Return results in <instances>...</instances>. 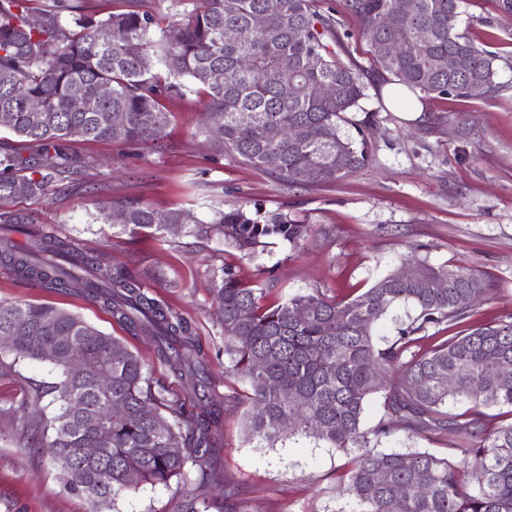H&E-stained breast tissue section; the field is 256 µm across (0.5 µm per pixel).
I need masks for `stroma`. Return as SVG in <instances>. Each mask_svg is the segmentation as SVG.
<instances>
[{"label":"stroma","instance_id":"1","mask_svg":"<svg viewBox=\"0 0 512 512\" xmlns=\"http://www.w3.org/2000/svg\"><path fill=\"white\" fill-rule=\"evenodd\" d=\"M85 12L104 18L136 9L151 14L154 38L172 21L175 0H76ZM334 18L339 59L360 71L365 95L354 120L374 115L369 133L370 163L331 185L285 186L231 153L218 151L203 135L205 96L190 92L166 100L171 121L159 142L73 140L68 151L84 160L81 173L41 197L21 198L7 207L30 214L59 239L93 255L106 266L148 274L154 294L191 326L208 355L204 371L224 397L219 446L203 464L188 467L183 479L145 486L123 495L119 512H176L186 497L199 496L207 512H225L224 487L244 492L250 512H356L343 494L341 477L352 452L294 435L273 446L247 442L243 384L224 354V339L213 312V273L231 269L244 283L262 289L267 304L317 288L327 296L360 294L400 267L411 247L434 265L446 264L493 281L476 305L472 322L512 316V67L501 66L503 89L495 98L429 97L410 117L385 96L361 20L346 0H316ZM459 31L478 45L512 56V15L494 0H461ZM140 203L159 212L186 210L210 221L219 210L276 213L301 219L310 231L297 246L266 239L255 253L203 237L183 226L176 232L134 234L100 220L99 208ZM52 306L76 313L124 342L143 362L150 379L170 397L183 389L156 357L146 333H130L111 312L77 290L28 283L0 259V301ZM51 380L44 363L22 366L20 375L0 377V512H92L90 501L69 487V477L42 457L36 438L20 444L14 411L24 378ZM385 451L421 450L452 461L460 449L443 434L416 435L398 429L381 439Z\"/></svg>","mask_w":512,"mask_h":512}]
</instances>
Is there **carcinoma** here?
Here are the masks:
<instances>
[{"mask_svg":"<svg viewBox=\"0 0 512 512\" xmlns=\"http://www.w3.org/2000/svg\"><path fill=\"white\" fill-rule=\"evenodd\" d=\"M32 0H0V129L21 138L0 149V202L45 195L77 174L82 162L67 150L74 137L138 142L158 140L169 123L163 101L198 87L216 123L206 133L221 150L284 184H330L370 161L367 117L349 113L364 96L360 73L330 50L339 43L335 21L314 0H190L176 14L178 39L155 41L154 18L136 10L97 19L73 0H52L31 24ZM460 0H348L365 28L378 69L411 92L426 96L485 95L501 90L502 58L457 30ZM236 37L224 39V30ZM110 32L101 41L99 31ZM251 60L243 69L238 61ZM166 77L154 73L156 65ZM284 71L290 81L271 74ZM336 88L318 97L320 85ZM111 92L108 99L100 89ZM36 99L40 110L26 103ZM81 101L82 108L73 109ZM352 126L357 136L345 127ZM297 131L288 136V129ZM120 214L122 230L161 232L189 224L174 210L157 219L138 203L100 207L101 219ZM241 251L266 238L296 244L307 225L275 215L262 222L241 207L215 212L201 226ZM27 243L19 246L13 236ZM22 279L45 288L83 290L133 332L155 338L158 357L201 402L209 421L154 386L140 358L119 339L68 311L0 302V335L10 361L0 376L20 374L26 362L51 366L56 380L23 389L19 408L26 430L46 438L50 464L70 474L71 489L94 512H112L125 493L168 485L188 465L204 461L222 422L221 396L201 377L204 351L187 323L146 283L124 268L102 265L31 217L0 209V258ZM413 276L394 270L362 293L336 299L305 289L277 304L262 303L256 289L229 270L214 280L215 315L224 354L246 386L244 428L249 442L272 446L303 434L331 448L354 450L343 492L359 512H512V421L485 409L512 406V316L471 325L418 354L411 348L429 330L446 333L472 316L492 281L472 272L410 257ZM447 281L444 288L437 287ZM417 310L399 337L376 345L373 327L399 304ZM300 311L302 319L294 318ZM108 375L109 387L100 386ZM384 393V417L363 428L365 406ZM472 407L450 414V401ZM151 409L153 416L145 414ZM165 427H156V420ZM415 434H445L463 449L456 464L427 451H379L370 437L388 436L392 424ZM84 448H100L88 459ZM235 485L224 486L227 512L242 508Z\"/></svg>","mask_w":512,"mask_h":512,"instance_id":"cac0c4a2","label":"carcinoma"}]
</instances>
